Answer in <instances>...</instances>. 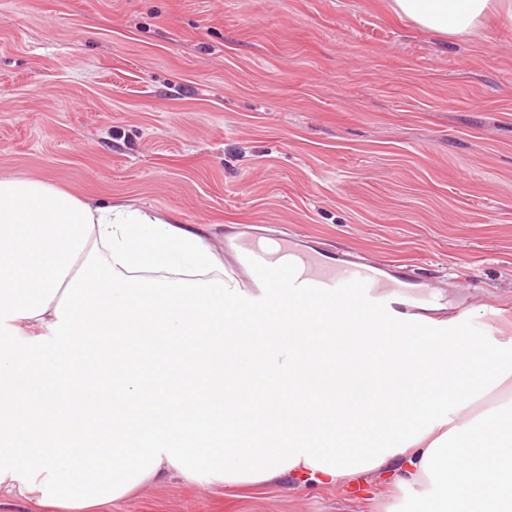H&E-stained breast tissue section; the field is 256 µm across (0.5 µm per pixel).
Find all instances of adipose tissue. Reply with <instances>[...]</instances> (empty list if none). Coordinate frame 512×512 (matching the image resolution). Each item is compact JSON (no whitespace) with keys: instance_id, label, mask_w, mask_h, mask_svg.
<instances>
[{"instance_id":"ef3b65f1","label":"adipose tissue","mask_w":512,"mask_h":512,"mask_svg":"<svg viewBox=\"0 0 512 512\" xmlns=\"http://www.w3.org/2000/svg\"><path fill=\"white\" fill-rule=\"evenodd\" d=\"M387 7L444 37L490 20L512 28V0ZM329 313L361 322L367 347L316 335ZM2 328L32 331L25 351L0 349V373L31 375L37 389L0 391V492L48 512H102L169 470L228 487L385 473L391 493L412 495L410 512H512V422L494 404L512 381V340L491 348L453 326L400 334L284 288L270 304L219 269L200 233L7 176ZM46 336L67 338L66 350L48 352Z\"/></svg>"}]
</instances>
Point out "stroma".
<instances>
[{"label": "stroma", "instance_id": "stroma-1", "mask_svg": "<svg viewBox=\"0 0 512 512\" xmlns=\"http://www.w3.org/2000/svg\"><path fill=\"white\" fill-rule=\"evenodd\" d=\"M0 176L412 264L512 337V29L417 30L385 0H0ZM348 488L189 484L108 512H409Z\"/></svg>", "mask_w": 512, "mask_h": 512}]
</instances>
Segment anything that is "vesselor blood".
Listing matches in <instances>:
<instances>
[{"mask_svg": "<svg viewBox=\"0 0 512 512\" xmlns=\"http://www.w3.org/2000/svg\"><path fill=\"white\" fill-rule=\"evenodd\" d=\"M287 254L286 276L291 294L306 295L328 302L357 303L373 319L402 330L415 326L421 309L405 301V289L419 288L424 300L431 291L414 266L385 264L346 251L327 253L317 241L287 237L279 253H272L244 225L224 229V255L228 268L244 287L273 291L276 286L275 264L280 254Z\"/></svg>", "mask_w": 512, "mask_h": 512, "instance_id": "obj_1", "label": "vessel or blood"}]
</instances>
